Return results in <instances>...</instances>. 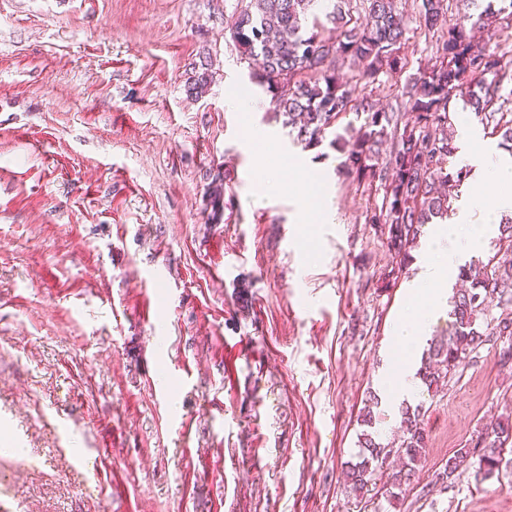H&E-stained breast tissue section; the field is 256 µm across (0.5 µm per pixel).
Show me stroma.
<instances>
[{
	"label": "stroma",
	"mask_w": 512,
	"mask_h": 512,
	"mask_svg": "<svg viewBox=\"0 0 512 512\" xmlns=\"http://www.w3.org/2000/svg\"><path fill=\"white\" fill-rule=\"evenodd\" d=\"M236 2L0 0V512H512V474L436 481L512 417V342L399 391L448 313L395 343L422 302L365 220L383 192L273 117L224 35ZM404 55L379 105L432 63L419 23ZM243 88L255 111L230 101ZM372 394L385 444L402 404L423 407L427 448L392 498L346 480ZM205 54L206 56H202L203 60H200V64L197 66L199 71H196V65L194 66L195 75L191 77L192 79L189 81L186 88L187 94L196 99L201 98L202 95L205 94L212 80L210 53L207 52ZM470 456V451L467 448L457 450L453 456L448 458L437 473V481L442 484H453L459 480L470 467L467 462Z\"/></svg>",
	"instance_id": "35a3bbf8"
}]
</instances>
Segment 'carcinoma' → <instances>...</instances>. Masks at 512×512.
I'll return each mask as SVG.
<instances>
[{"label":"carcinoma","mask_w":512,"mask_h":512,"mask_svg":"<svg viewBox=\"0 0 512 512\" xmlns=\"http://www.w3.org/2000/svg\"><path fill=\"white\" fill-rule=\"evenodd\" d=\"M316 0H238L227 23L231 40L244 59L256 62L252 83L271 95L273 111L297 129V140L307 147L327 140L340 150L338 171L356 181H379L381 205L370 210L369 223L379 225L388 250L397 258L398 276L423 228L451 206L452 188L468 180L471 169L451 168L457 146L448 128L452 125L449 103L465 99L491 134L512 144V54L501 48L499 35L477 46L465 33L464 22L476 18L491 28L497 16H512V0L490 15L491 7L470 13L474 0H459L461 17L446 21L444 0H421L425 27L433 33L435 62L402 87L396 108L386 109L371 96H353L349 81L338 73L346 63L360 65L359 79L369 84L384 71L400 68V50L406 44L410 19L401 0H359L345 13L329 12L325 19L307 17ZM212 80L211 57L204 56L187 84L189 96L205 94ZM354 114L360 126L348 138L339 122ZM391 141L385 156L379 145ZM210 187L215 212L227 208L224 183ZM500 236L485 258L459 267V278L469 287L454 293L448 332L430 340L417 375L427 391L457 371L491 336H512V217L499 224ZM372 397L360 416L364 430L358 436V461L349 465L352 490L363 492L377 485L389 458L398 456L401 468L391 486L410 479L427 447V433L420 424L422 406L400 410L402 437L397 448L377 440ZM480 454L474 478L485 481L498 474L512 453V421L499 419L480 435ZM470 451L461 448L437 473V481L453 484L469 468Z\"/></svg>","instance_id":"1"}]
</instances>
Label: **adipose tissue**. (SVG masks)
Segmentation results:
<instances>
[{"instance_id": "1", "label": "adipose tissue", "mask_w": 512, "mask_h": 512, "mask_svg": "<svg viewBox=\"0 0 512 512\" xmlns=\"http://www.w3.org/2000/svg\"><path fill=\"white\" fill-rule=\"evenodd\" d=\"M458 160L477 173L478 178L467 198L465 210L457 215L455 223L437 225L432 232L434 247L420 262L421 272L414 288L415 297L424 298L427 306L416 316L398 320L392 332L396 342L403 346L421 335L429 319L447 306V286L458 275L456 255L462 251L471 256L478 253L484 244L487 226L494 223L497 212L512 209V195L507 192L512 186V165L490 163L486 152L476 142L468 151L460 153ZM489 181L504 186V193L488 198L484 186ZM474 209L484 210L485 226L469 224V213Z\"/></svg>"}]
</instances>
